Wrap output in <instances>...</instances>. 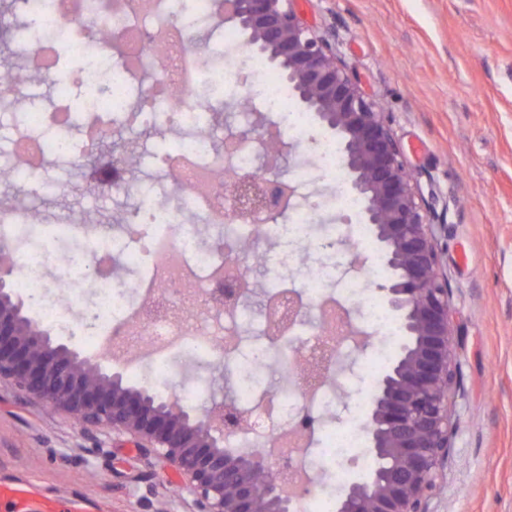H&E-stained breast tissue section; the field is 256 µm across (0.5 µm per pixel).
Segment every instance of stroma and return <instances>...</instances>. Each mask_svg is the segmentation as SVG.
Masks as SVG:
<instances>
[{"label":"stroma","mask_w":512,"mask_h":512,"mask_svg":"<svg viewBox=\"0 0 512 512\" xmlns=\"http://www.w3.org/2000/svg\"><path fill=\"white\" fill-rule=\"evenodd\" d=\"M336 43L360 86L384 105L402 159L435 215L441 273L453 312L457 384L448 464L431 512H512V0H292ZM320 125L281 166L305 168V193H330L312 161ZM0 197L33 212L65 208L90 224L123 206L72 158L45 161ZM336 221L326 206L298 240L258 246L263 256L316 260V238ZM170 393L224 381L168 363ZM30 483L45 497L79 498L87 512H191L176 471L134 441L83 431L63 415L0 387V484Z\"/></svg>","instance_id":"1"}]
</instances>
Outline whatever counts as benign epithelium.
Instances as JSON below:
<instances>
[{
  "label": "benign epithelium",
  "instance_id": "obj_1",
  "mask_svg": "<svg viewBox=\"0 0 512 512\" xmlns=\"http://www.w3.org/2000/svg\"><path fill=\"white\" fill-rule=\"evenodd\" d=\"M290 2L225 0L224 20L243 32L249 51L279 68L303 108L337 138L348 187L389 271L377 291L402 330L397 357L370 403V466L340 494L336 512H429L448 462L455 369L448 280L439 271L431 214L405 173L382 104L337 64L336 48L308 29ZM247 134L270 146L271 167L289 147L263 124ZM227 188L242 213L261 207L251 173L232 176ZM14 274V265L0 262V384L86 429L135 439L176 470L193 512H296L313 492L312 482L290 494L287 481L262 480L273 462L267 449L224 447V430L249 422L237 405L214 401L197 415L176 396L129 386L112 365L53 338L11 288Z\"/></svg>",
  "mask_w": 512,
  "mask_h": 512
}]
</instances>
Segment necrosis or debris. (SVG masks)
<instances>
[{
  "label": "necrosis or debris",
  "instance_id": "necrosis-or-debris-1",
  "mask_svg": "<svg viewBox=\"0 0 512 512\" xmlns=\"http://www.w3.org/2000/svg\"><path fill=\"white\" fill-rule=\"evenodd\" d=\"M224 0H189L188 15L178 16L174 0H112L111 9L98 14L85 9L84 0H23L25 20L42 21L48 34L26 39L18 26L0 28V47L22 58L44 79L66 58H92V69H80L77 82H86L90 72L110 74L114 87L100 91L93 115L98 138L112 136L117 128L150 127L175 134V151L162 156L163 165L174 174L171 185L126 213L122 224L113 226L112 242L98 246L92 259L91 282L97 290L93 309L61 305L58 297L73 286L72 271L81 263L79 255L61 258L54 247L35 236V223L19 207L0 203V235H13L27 247L17 267V280L30 300V311L44 327L81 330L96 351L122 349L132 353L149 343L160 361L188 352L200 358L219 354L225 366L238 363L240 340L248 330L247 312L258 305L263 319L281 320L269 348L289 346L280 364L288 373L287 386H241L238 404L249 409L247 428L228 433L229 448L271 449L277 458L271 473L275 479H313L309 441L295 440L290 430L306 410L328 407L336 400L335 381L343 376L346 357L359 345V333L370 338L373 364L389 355L388 346L399 330L385 308L377 302L364 307L358 317L350 315V301L364 294L358 277H351L342 293H328L324 283L343 268V261L315 268L306 289L281 283L257 291L258 273L238 251L243 229L254 240L283 238L297 234L308 216L321 211V197L299 204L290 197L282 180L263 175L265 205L248 217H239L234 196L224 189L231 172L240 171L249 159L259 158L263 146L239 133L224 134L211 121L214 104L195 93L201 79L223 86L255 89L266 111L277 114L272 129L288 141L302 140L310 127L306 113L298 111L286 85L270 78L265 62L245 57L238 66L205 62L193 30L197 23L212 19ZM164 46L165 62L151 69L155 47ZM27 89L11 72L0 71V111L16 115V152L20 163L11 167L10 179L32 175L47 155H73L76 143L68 134L74 114L66 105L52 112H24ZM317 167L338 178L333 197L341 218L336 230L340 240L361 239L366 229L359 222L360 205L341 180V155L334 137L323 134L314 142ZM296 212L293 224L277 223V216ZM190 213L204 215L206 223L220 224L223 235L201 239L195 226L187 224ZM135 264L138 273L130 279L117 277L119 268ZM201 283L198 295L182 299L185 284ZM234 282L244 295L229 308L216 291ZM312 309L315 320L302 318ZM333 344L323 354L325 344ZM318 366L322 380L311 384L309 366ZM368 391L358 393L350 416L323 434L331 442L334 467L322 489L326 512L345 488L347 461L364 436L363 413Z\"/></svg>",
  "mask_w": 512,
  "mask_h": 512
}]
</instances>
